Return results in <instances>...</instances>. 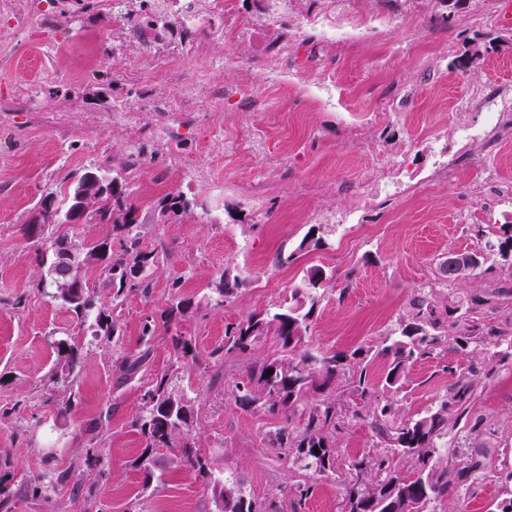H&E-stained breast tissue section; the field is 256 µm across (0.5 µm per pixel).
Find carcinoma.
Here are the masks:
<instances>
[{
    "label": "carcinoma",
    "mask_w": 512,
    "mask_h": 512,
    "mask_svg": "<svg viewBox=\"0 0 512 512\" xmlns=\"http://www.w3.org/2000/svg\"><path fill=\"white\" fill-rule=\"evenodd\" d=\"M189 200L183 195H170L160 213L178 214L187 210ZM88 224H108L111 236L90 247L76 244L66 235H57L52 241L65 243V260L51 258L47 274L38 287L54 300L62 302L88 325L91 335L104 332L107 341L118 336L112 313L108 312L89 282L79 276L82 266L97 259L105 264L112 285V309L123 304L125 278L137 268L152 269L158 263L156 253L142 247L140 231L121 196L93 210ZM118 239L121 254L112 257L111 238ZM489 253L504 267L512 268V225H505L496 241L488 243ZM317 270L308 272L302 284L290 291V298L274 311L255 313L247 319L226 326L224 345L214 349L215 362L230 353L249 350L256 333L273 332L280 350L250 369L248 381L236 385V402L245 407L259 406L270 413L298 410L302 420L298 431L279 430L277 447L285 456H291L314 474L331 469L335 461L333 431L338 426L335 406L329 402L309 409L300 408L311 386H327L344 373L348 364L359 359L363 350L315 355L297 353L309 317L319 301ZM190 301L176 293L169 309L161 319L170 323L183 315ZM411 317L401 326L399 335L382 349L389 358L384 377L388 390L397 393L402 388L408 366L420 357L428 356L445 346L448 337H454L456 347L464 350L478 346L502 343L501 332L485 327L477 317L474 306H438L425 294L412 300ZM479 380L463 374L439 403L416 417L396 421L399 413L397 400L391 399L372 408V427L385 453L356 459L352 467L357 477L375 474V481L363 491L355 483L346 489V512H436L437 503L453 489L470 485L483 468V462L462 452L448 451V434L466 418L472 408ZM143 407L135 420V427L147 438L149 448L179 447L181 461L187 462L210 478V484L221 485L232 492L222 496V512H280L275 502L259 504L228 477H220L206 470L197 450L189 440L182 439L190 419V408L180 388L178 377L163 373L143 394ZM401 458L414 462L410 475L402 474L396 466Z\"/></svg>",
    "instance_id": "obj_1"
}]
</instances>
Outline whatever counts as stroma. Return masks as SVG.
I'll return each mask as SVG.
<instances>
[{
    "mask_svg": "<svg viewBox=\"0 0 512 512\" xmlns=\"http://www.w3.org/2000/svg\"><path fill=\"white\" fill-rule=\"evenodd\" d=\"M237 33H203V54L158 78L148 61L113 54L126 39L102 8L69 0L75 22L58 21L52 42L17 34L0 45V512H219L218 498L172 448L148 447L133 420L154 379L178 372L190 398L188 436L212 471L233 477L281 512H345L353 461L376 455L370 410L389 400L381 350L420 292L436 305L481 301L485 325L512 336V270L491 266L450 283L438 274L452 251H484L512 224V137L464 138L493 110L512 116V25L501 0H292L279 25L286 53L270 57L265 0H237ZM96 38L101 70L73 81L60 48ZM279 68V83L265 80ZM37 85L39 111L19 94ZM197 87L186 122L143 113L138 127L113 110L117 98L149 91L166 101ZM89 168L120 173L142 245L159 263L149 296L127 292L114 313L119 343L86 333L38 284L54 233L82 244L105 224L32 228L39 200ZM187 211L161 216L169 193ZM325 273L300 344L314 353L367 352L366 393L348 377L309 388L304 402L335 403L336 461L301 510L293 494L308 471L280 458L275 434L291 414L244 409L232 390L279 350L260 337L214 363L227 325L276 308L309 269ZM185 281L192 306L181 321L142 326ZM229 296L215 292L221 281ZM191 338L196 360L177 359L172 338ZM77 347L65 371L59 341ZM146 352L134 374L125 357ZM492 377H485L488 367ZM480 374L477 430L460 442L484 468L471 489L449 492L438 512H489L512 491V357L466 354L455 343L418 359L399 394L401 416L424 412L463 373ZM79 395L68 403L70 392ZM107 426H98L101 412ZM71 482L42 492L47 475ZM95 483V495L73 486Z\"/></svg>",
    "mask_w": 512,
    "mask_h": 512,
    "instance_id": "obj_1",
    "label": "stroma"
}]
</instances>
